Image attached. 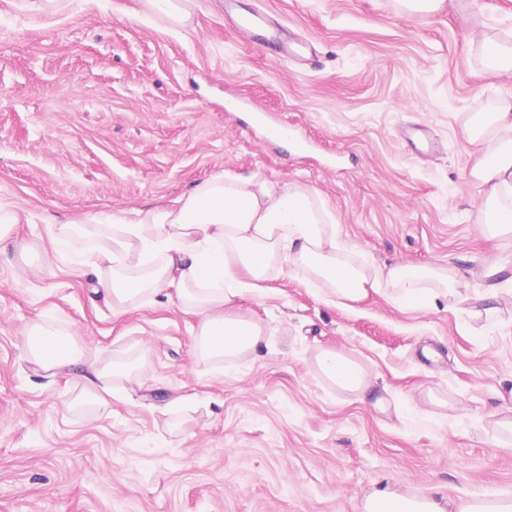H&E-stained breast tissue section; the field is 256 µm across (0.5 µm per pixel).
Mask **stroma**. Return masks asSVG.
I'll return each instance as SVG.
<instances>
[{"mask_svg": "<svg viewBox=\"0 0 512 512\" xmlns=\"http://www.w3.org/2000/svg\"><path fill=\"white\" fill-rule=\"evenodd\" d=\"M0 0V199L24 210L0 244V512H363L373 483L437 488L451 503L512 502V435L496 392L512 375V313L467 323L440 304L374 294L350 310L303 274L268 281L241 311L270 337L233 365L198 361L195 321L169 304L125 315L96 295L90 246L53 242L45 217L168 203L216 172L260 173L323 201L342 243L375 265L473 269L505 249L483 237L462 131L512 93L491 75L486 36L512 33V0H242L310 40L304 64L275 60L191 0L164 31L141 0ZM255 104L301 126L299 149L247 119ZM423 125L433 151L404 129ZM72 329L97 367L145 363L143 389L86 394L41 371L25 328ZM352 353L388 412L336 391L316 354ZM444 404H427L428 390Z\"/></svg>", "mask_w": 512, "mask_h": 512, "instance_id": "obj_1", "label": "stroma"}]
</instances>
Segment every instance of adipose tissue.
I'll list each match as a JSON object with an SVG mask.
<instances>
[{
	"instance_id": "ef3b65f1",
	"label": "adipose tissue",
	"mask_w": 512,
	"mask_h": 512,
	"mask_svg": "<svg viewBox=\"0 0 512 512\" xmlns=\"http://www.w3.org/2000/svg\"><path fill=\"white\" fill-rule=\"evenodd\" d=\"M473 141L493 143L491 158L471 171L482 193V233L512 239V95L497 100L490 112L471 114L464 125ZM91 224L95 247L89 261L106 268L97 291L122 314L142 303L166 298L197 322L200 362L236 363L250 358L264 341V325L237 312L238 300L263 297L265 281L303 272L311 287L326 291L329 303L346 308L370 294L386 293L401 305L426 309L443 301L469 321L488 325L512 308V252L476 271L454 267H414L395 263L377 268L355 247L340 242L318 196L304 186L279 184L254 174L210 175L171 204L131 210L124 215H75L54 222L58 245L71 241L76 225ZM485 279L472 292L471 277ZM26 347L42 370L84 379L90 391L118 375L128 389L143 388L139 365L101 369L88 363L71 329L41 322L26 327ZM316 365L337 391L357 400L372 398L368 367L356 356L319 351ZM363 512H447L436 494L420 498L373 489Z\"/></svg>"
}]
</instances>
